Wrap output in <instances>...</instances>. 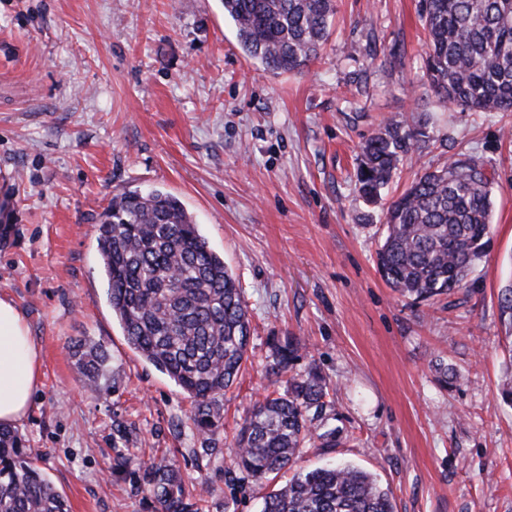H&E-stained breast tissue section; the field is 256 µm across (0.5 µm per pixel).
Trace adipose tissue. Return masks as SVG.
I'll use <instances>...</instances> for the list:
<instances>
[{"label": "adipose tissue", "instance_id": "adipose-tissue-1", "mask_svg": "<svg viewBox=\"0 0 512 512\" xmlns=\"http://www.w3.org/2000/svg\"><path fill=\"white\" fill-rule=\"evenodd\" d=\"M39 353L17 305L0 296V424L27 415L39 384Z\"/></svg>", "mask_w": 512, "mask_h": 512}]
</instances>
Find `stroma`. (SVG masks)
<instances>
[{"label": "stroma", "instance_id": "1", "mask_svg": "<svg viewBox=\"0 0 512 512\" xmlns=\"http://www.w3.org/2000/svg\"><path fill=\"white\" fill-rule=\"evenodd\" d=\"M419 0H336L329 40L300 73L250 59L220 0H0V296L18 306L41 376L18 429L69 512H155L139 464L170 458L198 512H260L284 470L229 484L252 404L286 336L293 371L326 382L335 448L375 475L395 512H512V112L441 103L426 75ZM390 118L426 134L387 190L466 155L495 172L489 247L466 287L420 303L375 266L381 205L355 189L362 143ZM177 197L238 279L248 360L193 432L181 390L129 347L107 298L99 216L114 195ZM105 346L84 386L70 347ZM448 367L440 377L436 366Z\"/></svg>", "mask_w": 512, "mask_h": 512}]
</instances>
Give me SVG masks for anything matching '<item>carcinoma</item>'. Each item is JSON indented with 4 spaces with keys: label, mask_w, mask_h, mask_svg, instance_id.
Segmentation results:
<instances>
[{
    "label": "carcinoma",
    "mask_w": 512,
    "mask_h": 512,
    "mask_svg": "<svg viewBox=\"0 0 512 512\" xmlns=\"http://www.w3.org/2000/svg\"><path fill=\"white\" fill-rule=\"evenodd\" d=\"M245 52L271 70L302 71L330 34L335 0H222ZM429 34L427 73L445 102L493 115L512 112V0H420ZM423 132L391 120L361 148L358 196L374 203ZM492 179L487 165L454 158L426 171L392 200L376 251L383 280L401 295L427 300L467 283L490 233ZM108 299L131 347L190 399L195 431L218 426L217 397L248 360L250 317L236 278L183 204L160 190L112 197L98 225ZM304 345L286 336L268 374L285 380L253 404L236 438L228 478L260 479L292 466L300 449L336 446V430L318 427L324 383L292 373ZM96 389L108 360L100 344L74 351ZM157 512H195L165 457L138 468ZM0 512H68L16 429L0 427ZM261 512H394L369 472L338 463L298 471L264 497Z\"/></svg>",
    "instance_id": "carcinoma-1"
}]
</instances>
